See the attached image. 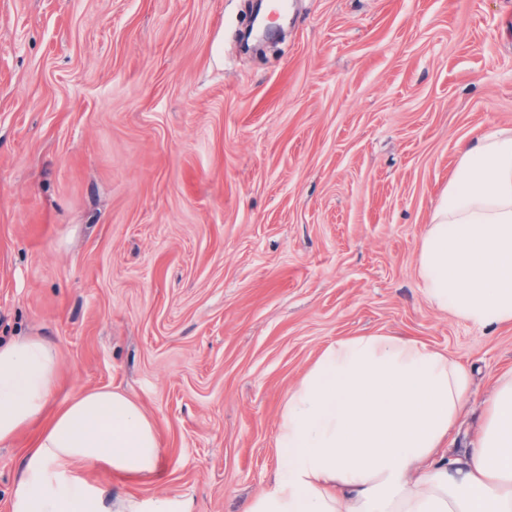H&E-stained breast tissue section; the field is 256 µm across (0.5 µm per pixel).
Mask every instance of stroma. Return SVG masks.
<instances>
[{
	"instance_id": "35a3bbf8",
	"label": "stroma",
	"mask_w": 512,
	"mask_h": 512,
	"mask_svg": "<svg viewBox=\"0 0 512 512\" xmlns=\"http://www.w3.org/2000/svg\"><path fill=\"white\" fill-rule=\"evenodd\" d=\"M0 0V341L58 353L53 406L124 391L161 473L89 479L244 512L328 344L469 367L465 447L512 330L431 307L415 248L460 143L512 127V0ZM41 424L0 446V512Z\"/></svg>"
}]
</instances>
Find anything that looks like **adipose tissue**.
Wrapping results in <instances>:
<instances>
[{"label": "adipose tissue", "instance_id": "1", "mask_svg": "<svg viewBox=\"0 0 512 512\" xmlns=\"http://www.w3.org/2000/svg\"><path fill=\"white\" fill-rule=\"evenodd\" d=\"M416 255L432 307L481 328L512 326V128L459 150ZM59 379L49 340L0 343V444L44 423L11 512H192L187 500H139L89 482L90 465L157 474L158 434L115 390L46 416ZM470 386L466 367L415 339L336 340L288 390L275 471L244 512H512V368L494 377L468 447L453 451Z\"/></svg>", "mask_w": 512, "mask_h": 512}]
</instances>
